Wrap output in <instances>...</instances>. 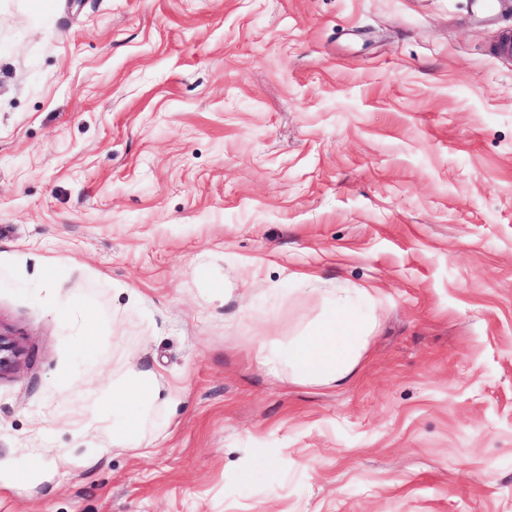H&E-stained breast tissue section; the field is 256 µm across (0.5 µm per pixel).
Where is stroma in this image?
<instances>
[{
	"label": "stroma",
	"instance_id": "1",
	"mask_svg": "<svg viewBox=\"0 0 512 512\" xmlns=\"http://www.w3.org/2000/svg\"><path fill=\"white\" fill-rule=\"evenodd\" d=\"M507 35L512 0H0V461L48 467L0 512H512ZM329 288L378 301L353 382L268 374ZM133 355L179 393L150 454L70 463ZM20 349L11 336L0 330V374L13 369L19 359Z\"/></svg>",
	"mask_w": 512,
	"mask_h": 512
}]
</instances>
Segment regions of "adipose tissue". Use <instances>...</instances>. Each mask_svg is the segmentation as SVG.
Wrapping results in <instances>:
<instances>
[{"instance_id": "obj_1", "label": "adipose tissue", "mask_w": 512, "mask_h": 512, "mask_svg": "<svg viewBox=\"0 0 512 512\" xmlns=\"http://www.w3.org/2000/svg\"><path fill=\"white\" fill-rule=\"evenodd\" d=\"M372 301L364 288L331 299L305 335L278 345L258 341L259 364L291 383L328 388L348 385L366 347L373 315L365 306ZM172 399L152 372L131 368L123 381L113 385L102 407L85 420L83 429L108 435L113 448H127L138 441L146 408Z\"/></svg>"}]
</instances>
